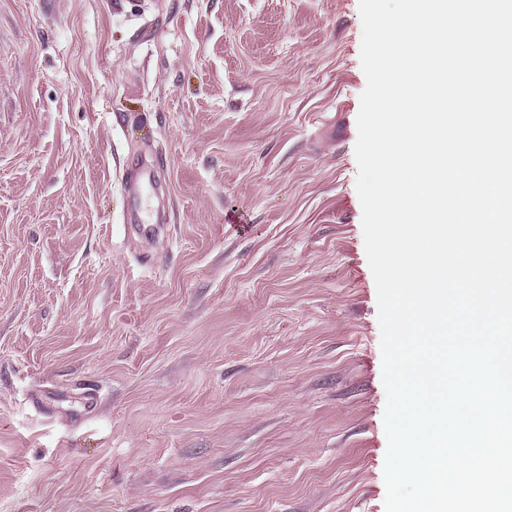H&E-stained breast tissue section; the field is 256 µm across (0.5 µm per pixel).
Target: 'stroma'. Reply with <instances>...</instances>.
Here are the masks:
<instances>
[{"instance_id":"1","label":"stroma","mask_w":512,"mask_h":512,"mask_svg":"<svg viewBox=\"0 0 512 512\" xmlns=\"http://www.w3.org/2000/svg\"><path fill=\"white\" fill-rule=\"evenodd\" d=\"M361 39L359 0H0V512H385ZM157 182V165L142 162L127 172L124 179V189L133 202L126 221L131 224L141 222L140 202L143 189L146 186H154Z\"/></svg>"}]
</instances>
